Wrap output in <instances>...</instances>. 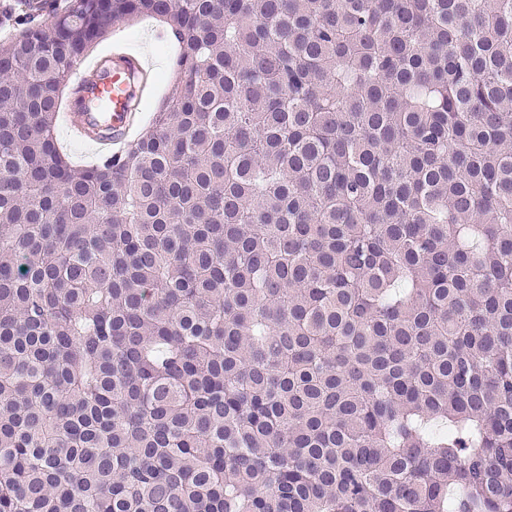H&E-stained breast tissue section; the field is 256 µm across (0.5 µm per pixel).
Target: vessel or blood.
<instances>
[{
  "mask_svg": "<svg viewBox=\"0 0 512 512\" xmlns=\"http://www.w3.org/2000/svg\"><path fill=\"white\" fill-rule=\"evenodd\" d=\"M151 59L141 53L114 48L112 53L90 64H78L75 84L87 101H105L107 113L80 111L67 115L69 137L89 146L98 159L120 156L136 124V109L142 101L152 70Z\"/></svg>",
  "mask_w": 512,
  "mask_h": 512,
  "instance_id": "vessel-or-blood-1",
  "label": "vessel or blood"
}]
</instances>
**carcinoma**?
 I'll return each mask as SVG.
<instances>
[{
  "mask_svg": "<svg viewBox=\"0 0 512 512\" xmlns=\"http://www.w3.org/2000/svg\"><path fill=\"white\" fill-rule=\"evenodd\" d=\"M89 2L0 43V512H512V0ZM143 16L171 95L77 169ZM163 29L162 23L151 18L136 19L134 23L117 21L107 39L85 56L100 59L91 64H84L83 60L78 62L74 72L75 85L83 91L87 101H105L110 112L70 110L66 128L63 113L68 106L76 109L69 105L73 97L69 99L64 95L56 134L62 150L75 165L86 167L97 161L69 137L89 146L98 160L120 156L136 124V109L141 101L138 136L151 129L153 113L171 92V68L178 53V47L158 37ZM117 41H125L153 58L154 89L144 100L152 60L123 47L112 50V44ZM110 51L112 53L105 56ZM75 85L70 81L69 86L75 88Z\"/></svg>",
  "mask_w": 512,
  "mask_h": 512,
  "instance_id": "1",
  "label": "carcinoma"
}]
</instances>
